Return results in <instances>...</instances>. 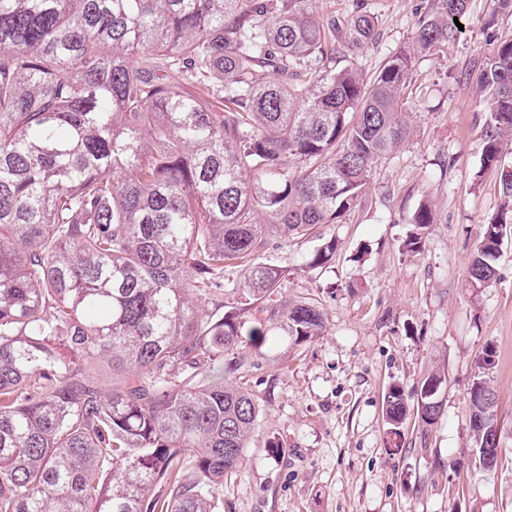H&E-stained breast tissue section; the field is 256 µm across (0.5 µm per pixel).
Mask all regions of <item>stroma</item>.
<instances>
[{
	"label": "stroma",
	"mask_w": 512,
	"mask_h": 512,
	"mask_svg": "<svg viewBox=\"0 0 512 512\" xmlns=\"http://www.w3.org/2000/svg\"><path fill=\"white\" fill-rule=\"evenodd\" d=\"M376 40L358 50L363 77L402 48L424 0H368ZM490 0H469L464 29L444 53L420 58L405 95L413 132L373 169L361 202L342 223L270 238L259 262L286 270L275 300L310 301L325 330L299 346H241L234 380L262 411L242 463L224 481V512H512V231L488 288L469 282L484 224L499 211L497 170L480 164L484 115L475 81L493 36L482 29ZM435 222L422 251L402 244L419 203ZM336 241L330 262L316 250ZM494 352L502 454L480 468L469 434L477 359ZM443 416L411 419L398 449L386 444L383 398L392 384L416 400L431 373Z\"/></svg>",
	"instance_id": "stroma-1"
}]
</instances>
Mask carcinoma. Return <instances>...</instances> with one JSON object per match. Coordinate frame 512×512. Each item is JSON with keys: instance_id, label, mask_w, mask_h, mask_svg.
<instances>
[{"instance_id": "obj_1", "label": "carcinoma", "mask_w": 512, "mask_h": 512, "mask_svg": "<svg viewBox=\"0 0 512 512\" xmlns=\"http://www.w3.org/2000/svg\"><path fill=\"white\" fill-rule=\"evenodd\" d=\"M310 2L0 0V512L224 506L260 411L226 381L236 351L325 328L311 302L272 303L285 270L255 256L357 206L409 135L414 60L443 52L468 8L427 0L411 43L365 80L356 51L377 14L321 20ZM502 13L512 0L483 25ZM478 86L481 167L509 204L512 36L492 40ZM432 223L419 205L406 247ZM503 226L484 225L475 286L497 280ZM227 267L261 316L203 312L224 306ZM485 384L469 398L477 449L498 428ZM383 404L396 448L411 412L442 416L399 385Z\"/></svg>"}]
</instances>
